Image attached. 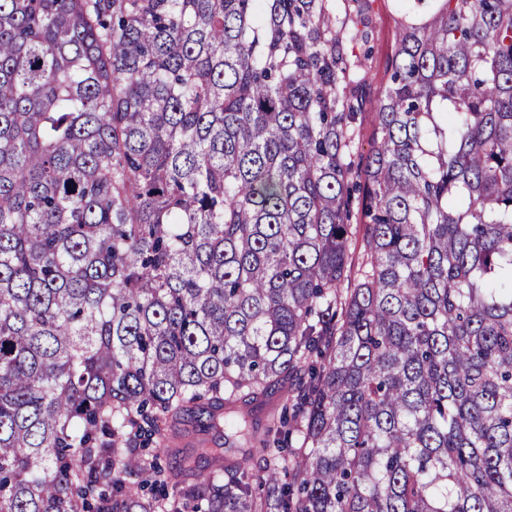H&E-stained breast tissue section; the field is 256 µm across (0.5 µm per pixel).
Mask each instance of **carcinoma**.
Returning <instances> with one entry per match:
<instances>
[{
	"label": "carcinoma",
	"instance_id": "carcinoma-1",
	"mask_svg": "<svg viewBox=\"0 0 512 512\" xmlns=\"http://www.w3.org/2000/svg\"><path fill=\"white\" fill-rule=\"evenodd\" d=\"M398 2L357 161L336 0H0V512H512V0ZM373 129V114L365 112L362 115V123L357 127L354 134L353 152L367 154L370 150L371 134Z\"/></svg>",
	"mask_w": 512,
	"mask_h": 512
}]
</instances>
